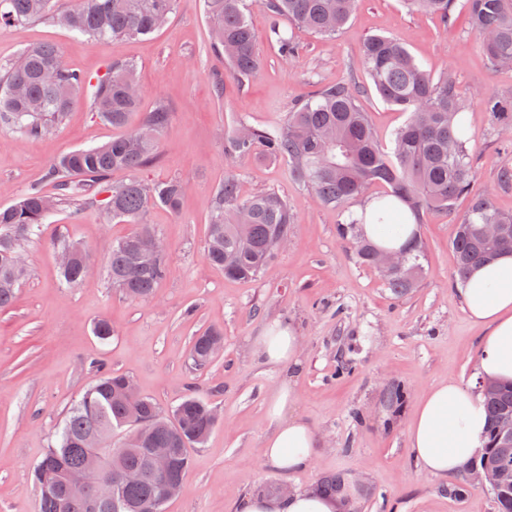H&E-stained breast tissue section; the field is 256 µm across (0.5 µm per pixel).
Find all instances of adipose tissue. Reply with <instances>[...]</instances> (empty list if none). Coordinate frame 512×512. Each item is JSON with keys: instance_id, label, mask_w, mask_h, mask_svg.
<instances>
[{"instance_id": "obj_1", "label": "adipose tissue", "mask_w": 512, "mask_h": 512, "mask_svg": "<svg viewBox=\"0 0 512 512\" xmlns=\"http://www.w3.org/2000/svg\"><path fill=\"white\" fill-rule=\"evenodd\" d=\"M469 319L485 328L475 365L478 377L512 380V254L475 269L462 290ZM299 343L292 327L273 324L257 339L265 364L288 370L299 362ZM293 387L282 379L266 406L268 430L260 450L271 467L293 473L311 466L319 438L288 406ZM484 398L473 387L447 381L436 384L417 402L408 425V448L418 466L431 475L461 470L486 443ZM341 497L316 490L288 496L254 495L241 500L239 512H342Z\"/></svg>"}]
</instances>
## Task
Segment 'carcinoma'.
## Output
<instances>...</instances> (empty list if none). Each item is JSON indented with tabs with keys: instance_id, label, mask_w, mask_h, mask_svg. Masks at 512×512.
Here are the masks:
<instances>
[{
	"instance_id": "1",
	"label": "carcinoma",
	"mask_w": 512,
	"mask_h": 512,
	"mask_svg": "<svg viewBox=\"0 0 512 512\" xmlns=\"http://www.w3.org/2000/svg\"><path fill=\"white\" fill-rule=\"evenodd\" d=\"M177 0H79L76 7L52 13L51 0H0V26L52 17L63 27L101 43L153 34L176 8ZM212 24L211 47L240 77L255 74L260 66L255 32L247 18L248 3L265 8L322 36L331 37L347 23L359 0H205ZM411 11L454 24L463 12L481 37L483 51L495 67L512 68V0H403ZM269 39L281 57L295 55L296 45L272 26ZM366 72L387 104L409 113L385 150L375 140L368 113L347 84L323 86L275 124L256 128L240 120L225 138L224 150L235 157L261 154L288 158L296 180L310 189L315 201L344 210L347 204L368 196L377 184L388 187L378 197L372 222L399 234L393 226V209L406 208L420 224L430 211H450L456 202L472 197L452 242L454 278L462 282L470 271L505 253H512V212L500 210L487 196L472 195L474 175L467 148L470 141L463 91L453 74L435 75L417 61L393 36L374 35L363 49ZM23 64L10 63L0 75V121L24 135L52 133L64 121L87 86L93 87L91 110L104 122L126 132L101 145L77 149L50 163L44 180L54 195L30 188L11 205L0 207V310L14 301L19 280L26 271L20 242L40 231L59 205L76 209L96 207L105 216L124 219L136 229L121 238L109 253L106 271L112 287L129 299H149L169 272V255L151 225L147 210L162 206L179 210L182 183L144 181L139 172L157 158L158 139L170 122L164 104L145 113L141 123L128 128L138 111L140 88L135 67L112 63L104 76L91 82L69 69L59 46L38 44L21 53ZM504 131H512V98L489 97L484 102ZM128 178L112 182V172ZM363 219L350 217L338 224L339 236L352 242L358 261L372 267L380 247L362 228ZM293 215L288 199L267 191L242 199L234 177L227 176L215 189L208 225L207 262L224 277H257L276 252L288 244ZM499 224L496 237L484 234L483 225ZM69 256L59 266L63 282L75 286L85 280L91 264L86 248L75 242L62 244ZM401 253L402 268L381 277L390 291L402 296L416 288L425 273V246L414 230ZM224 340L221 331L195 337L190 357L198 368L214 359L212 344ZM129 378L102 373L70 407L58 428L57 445L33 468L39 490V512H163L160 481L149 457L152 448L171 451V477L183 479L190 463L189 449L203 445L218 421L216 411L192 393L169 410L154 399L127 389ZM489 416L487 445L474 465L494 464L512 447H504L497 433L501 416L512 414V383L484 385ZM99 453L104 466L92 478L87 492H74L68 478L84 473L90 453ZM130 470L137 478L120 480Z\"/></svg>"
}]
</instances>
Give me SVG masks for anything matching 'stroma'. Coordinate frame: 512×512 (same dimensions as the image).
Listing matches in <instances>:
<instances>
[{
    "label": "stroma",
    "mask_w": 512,
    "mask_h": 512,
    "mask_svg": "<svg viewBox=\"0 0 512 512\" xmlns=\"http://www.w3.org/2000/svg\"><path fill=\"white\" fill-rule=\"evenodd\" d=\"M249 20L262 66L242 80L210 47L204 0H178L166 25L147 39L95 44L47 20L0 28V67L43 42L57 44L66 65L93 81L112 62L134 63L141 111L160 101L171 109L158 158L142 176L184 186L179 212L152 207L145 216L170 254L169 274L148 300L121 296L103 273L113 242L131 225L104 222L94 210L75 217L62 209L40 237L23 243L28 274L13 305L0 311V512H38L31 471L99 368L127 376L166 409L196 384L218 411L213 432L190 451L181 493L164 512H237L242 497L267 493L269 486L300 491L332 474L355 488L346 512H497L490 491L460 490L457 472H421L407 447V422L427 389L448 380L477 381L484 330L467 318L452 276L451 242L470 198L458 200L452 212L425 215V274L418 288L398 297L357 261L337 233L340 212L317 204L287 160L229 157L224 137L238 120L269 126L316 88L348 83L358 88L378 143L391 145L408 115L377 94L362 48L371 36H393L433 73H453L469 99L474 192L512 212V188L497 181L502 167H512V139L502 136L483 105L489 95L512 97V68L493 67L470 28L443 26L407 11L401 0H361L331 39L273 19L262 7L251 8ZM275 24L299 47L290 60L268 38ZM116 133L92 112L86 93L48 136L29 138L0 124V206L39 183L61 153ZM228 174L237 178L242 197L286 196L294 218L287 246L253 280L227 279L205 259L213 192ZM63 238L82 243L97 268L73 287L59 279L55 243ZM101 318L113 330L104 343L92 333ZM276 322L301 338L292 411L320 437L313 465L288 475L260 457L265 401L281 373L261 362L254 340ZM211 328L223 331L224 349L206 369L195 370L192 340ZM397 383L407 388L399 407L388 396Z\"/></svg>",
    "instance_id": "obj_1"
}]
</instances>
